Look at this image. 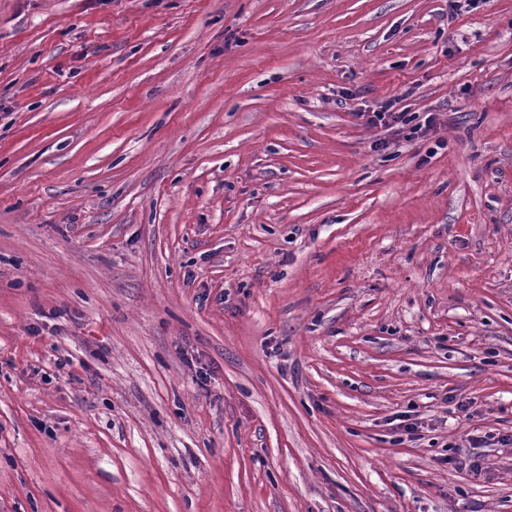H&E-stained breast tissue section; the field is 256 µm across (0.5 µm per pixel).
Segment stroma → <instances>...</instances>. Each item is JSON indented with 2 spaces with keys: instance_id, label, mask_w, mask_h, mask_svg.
Masks as SVG:
<instances>
[{
  "instance_id": "obj_1",
  "label": "stroma",
  "mask_w": 512,
  "mask_h": 512,
  "mask_svg": "<svg viewBox=\"0 0 512 512\" xmlns=\"http://www.w3.org/2000/svg\"><path fill=\"white\" fill-rule=\"evenodd\" d=\"M0 512H512V0H0Z\"/></svg>"
}]
</instances>
